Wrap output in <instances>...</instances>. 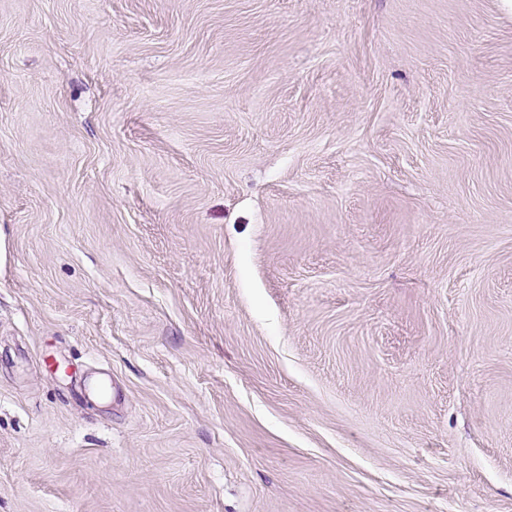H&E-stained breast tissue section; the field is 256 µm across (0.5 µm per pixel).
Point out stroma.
Listing matches in <instances>:
<instances>
[{
	"instance_id": "1",
	"label": "stroma",
	"mask_w": 512,
	"mask_h": 512,
	"mask_svg": "<svg viewBox=\"0 0 512 512\" xmlns=\"http://www.w3.org/2000/svg\"><path fill=\"white\" fill-rule=\"evenodd\" d=\"M0 512H512L500 0H0Z\"/></svg>"
}]
</instances>
